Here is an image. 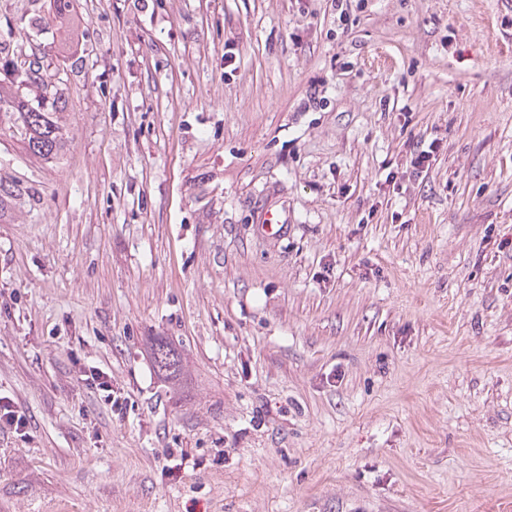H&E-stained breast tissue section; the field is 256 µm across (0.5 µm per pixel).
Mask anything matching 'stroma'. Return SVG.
Instances as JSON below:
<instances>
[{
	"mask_svg": "<svg viewBox=\"0 0 512 512\" xmlns=\"http://www.w3.org/2000/svg\"><path fill=\"white\" fill-rule=\"evenodd\" d=\"M73 12L68 148L0 224V512H512V5ZM33 16L71 64L48 0L0 40ZM258 227L264 233L281 236L288 228V212L267 208L260 217ZM150 344V357L156 375L164 382L175 384L183 370L181 354L161 337L153 338ZM80 380L89 388L107 393L105 397L110 401L112 408L121 409L120 402L112 390L111 377L107 373L92 367L88 371H84Z\"/></svg>",
	"mask_w": 512,
	"mask_h": 512,
	"instance_id": "stroma-1",
	"label": "stroma"
}]
</instances>
